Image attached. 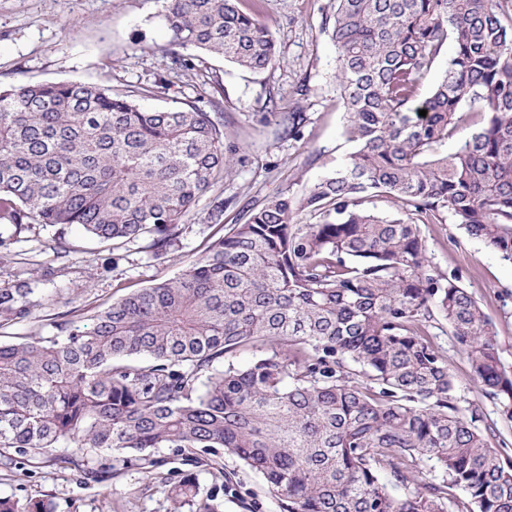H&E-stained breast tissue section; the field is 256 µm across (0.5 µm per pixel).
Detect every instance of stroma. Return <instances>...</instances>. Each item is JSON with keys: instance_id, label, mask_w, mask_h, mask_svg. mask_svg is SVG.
I'll return each mask as SVG.
<instances>
[{"instance_id": "35a3bbf8", "label": "stroma", "mask_w": 512, "mask_h": 512, "mask_svg": "<svg viewBox=\"0 0 512 512\" xmlns=\"http://www.w3.org/2000/svg\"><path fill=\"white\" fill-rule=\"evenodd\" d=\"M329 0H243L271 31L276 44L272 68L256 75L217 57L182 72L165 95L144 100L154 109L195 103L211 110L221 98L224 147L238 162L223 184L212 187L181 224L162 256L138 239L111 252L80 229H68L69 253L57 254L54 230L39 224L9 237L0 251V288L31 282L38 304L30 320L0 322V342L49 333L65 315L90 319L130 293L174 278L205 253L248 209L288 190L308 188L354 151L343 135L345 113L336 97V47L325 11ZM159 0H0V87L30 82H81L133 88L165 72L170 34ZM302 112L306 122L295 138L282 133L281 114ZM224 200L220 223L209 217L214 196ZM433 264L455 272L493 321L502 366L512 372V263L454 224L420 227ZM433 341L447 357L461 406L483 413L479 429L503 458L512 460V420L474 384L468 361L445 321H436ZM199 493L216 494L219 512H281L263 477L234 455L215 448L201 455ZM217 459L230 476V489L216 491L204 468ZM0 497L19 503L47 500L54 512H190L162 486L142 480L129 467L106 485L84 480L80 471L45 459L13 470L0 469Z\"/></svg>"}]
</instances>
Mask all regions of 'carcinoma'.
I'll return each instance as SVG.
<instances>
[{
	"label": "carcinoma",
	"instance_id": "obj_1",
	"mask_svg": "<svg viewBox=\"0 0 512 512\" xmlns=\"http://www.w3.org/2000/svg\"><path fill=\"white\" fill-rule=\"evenodd\" d=\"M502 2L330 0L355 150L303 197L285 190L253 208L178 276L98 311L93 327L71 318L1 343L0 468L52 456L103 483L135 460L153 480L158 448L193 466L199 450L223 448L262 475L283 512H512V462L476 426L479 408L459 406L431 323L447 322L473 382L509 419L512 373L492 321L458 274L432 264L420 230L455 224L512 261ZM163 20L170 66L151 85L0 88V225L54 227L66 253L73 225L114 250L148 238L163 253L232 175L221 113L138 99L195 68L189 47L262 73L273 36L239 0H163ZM447 48L444 75L422 93ZM304 122L290 112L280 125L295 137ZM375 197L398 213H375ZM295 210L318 222L290 223ZM33 294L0 288V320L31 317ZM241 351L253 353L245 367L229 361ZM102 451L109 462L85 467ZM424 461L439 481L419 476ZM167 493L217 512L214 496L197 499L193 472ZM0 512L53 508L0 497Z\"/></svg>",
	"mask_w": 512,
	"mask_h": 512
}]
</instances>
